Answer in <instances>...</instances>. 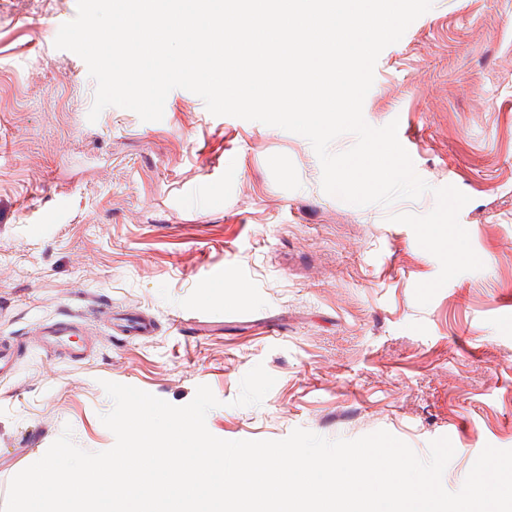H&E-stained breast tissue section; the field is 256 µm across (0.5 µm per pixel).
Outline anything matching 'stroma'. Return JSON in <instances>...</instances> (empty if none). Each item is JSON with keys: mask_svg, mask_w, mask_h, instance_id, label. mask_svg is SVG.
<instances>
[{"mask_svg": "<svg viewBox=\"0 0 512 512\" xmlns=\"http://www.w3.org/2000/svg\"><path fill=\"white\" fill-rule=\"evenodd\" d=\"M76 15L0 0V336L28 348L0 381V505L64 429L114 445L106 380L175 406L209 386L224 440L385 430L424 458L445 436L450 492L485 446L512 449V0H433L381 52L364 119L398 121L431 190L362 207L323 191L305 137L185 89L162 120L89 121L96 83L54 46ZM447 185L484 267L422 306L440 264L390 217L429 213ZM113 310L152 317L154 336L112 335ZM69 312L94 345L76 367L39 349Z\"/></svg>", "mask_w": 512, "mask_h": 512, "instance_id": "obj_1", "label": "stroma"}]
</instances>
